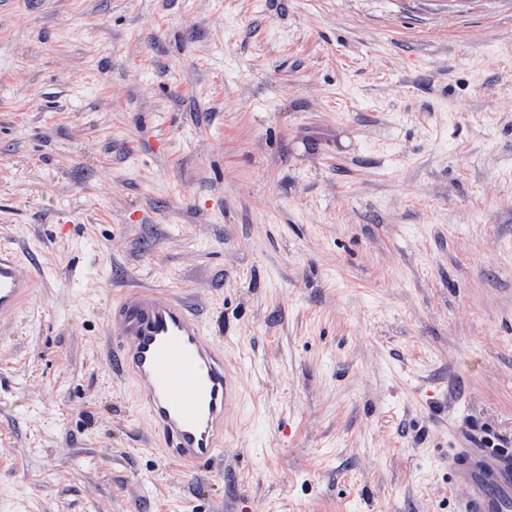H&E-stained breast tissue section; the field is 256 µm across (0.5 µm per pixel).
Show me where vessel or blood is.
<instances>
[{
	"label": "vessel or blood",
	"instance_id": "b4317fda",
	"mask_svg": "<svg viewBox=\"0 0 512 512\" xmlns=\"http://www.w3.org/2000/svg\"><path fill=\"white\" fill-rule=\"evenodd\" d=\"M34 281L27 260L0 247V315L16 313ZM117 349L110 366L132 381L168 461L194 469L224 453V411L237 385L224 368V347L181 300L157 288L122 291L108 314ZM452 486L466 489L459 512H512V455L492 448L448 453Z\"/></svg>",
	"mask_w": 512,
	"mask_h": 512
}]
</instances>
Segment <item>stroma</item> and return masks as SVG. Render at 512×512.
Returning <instances> with one entry per match:
<instances>
[{
	"instance_id": "35a3bbf8",
	"label": "stroma",
	"mask_w": 512,
	"mask_h": 512,
	"mask_svg": "<svg viewBox=\"0 0 512 512\" xmlns=\"http://www.w3.org/2000/svg\"><path fill=\"white\" fill-rule=\"evenodd\" d=\"M0 512H457L512 449V0H0ZM185 300L241 395L159 452L107 329ZM26 257L9 247H0V315L16 313L29 299L34 287L26 271ZM451 488L467 490L459 512L512 510V455L494 448H452L448 452Z\"/></svg>"
}]
</instances>
